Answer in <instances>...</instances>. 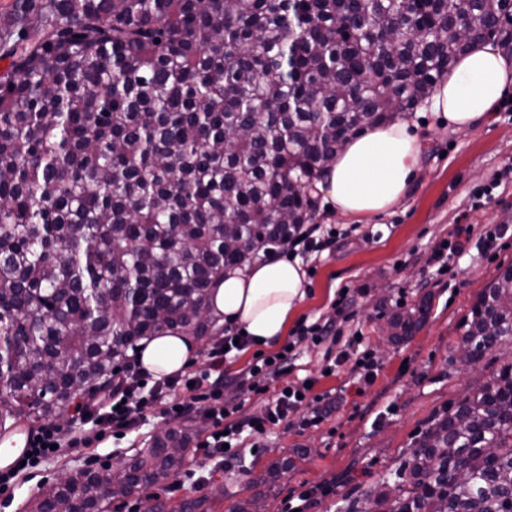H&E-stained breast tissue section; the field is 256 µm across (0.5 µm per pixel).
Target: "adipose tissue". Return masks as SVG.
<instances>
[{"label":"adipose tissue","mask_w":512,"mask_h":512,"mask_svg":"<svg viewBox=\"0 0 512 512\" xmlns=\"http://www.w3.org/2000/svg\"><path fill=\"white\" fill-rule=\"evenodd\" d=\"M512 90V58L489 42L472 45L435 89L430 109L457 130L495 109ZM419 137L406 116L366 128L331 164L319 188L337 213L362 222L396 206L413 184ZM306 296L300 260L271 259L227 273L211 302L227 325L264 342L283 336ZM196 349L192 337L167 332L143 340L138 359L154 376L175 373Z\"/></svg>","instance_id":"obj_1"}]
</instances>
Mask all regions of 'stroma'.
<instances>
[{
	"label": "stroma",
	"mask_w": 512,
	"mask_h": 512,
	"mask_svg": "<svg viewBox=\"0 0 512 512\" xmlns=\"http://www.w3.org/2000/svg\"><path fill=\"white\" fill-rule=\"evenodd\" d=\"M409 118L421 138L419 172L406 197L387 214L374 224L356 225L329 210L323 194L314 192L313 223L350 234L315 260L297 312L312 320L332 315L339 291L354 292V326L380 367L374 384L357 390L347 362L322 375L323 347L303 341L299 348L317 379L315 393L336 398L329 417L303 430L280 427L258 437L256 452L246 454L241 468L213 473L204 487H196L183 471L176 477L182 485L176 494L154 487L113 503L112 512H139L148 495L173 508L196 499L204 512H230L235 503L257 496L265 512H282L288 495L305 487L318 490L308 512H343L346 496L379 486L428 420L512 360V343L488 351L473 369L448 360L460 319L486 282L512 266V235L482 253L469 247L443 276L431 259L458 217H465L477 237L497 225L512 228V101L503 100L488 118L464 130L449 127L424 103ZM411 313L420 314V321L391 338V323ZM177 424L150 412L140 431L106 436L96 448L62 449L0 492V512H31L37 495L62 476L124 463L148 448L154 433ZM276 461L284 465L278 480L258 483L264 466Z\"/></svg>",
	"instance_id": "35a3bbf8"
}]
</instances>
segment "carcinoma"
I'll use <instances>...</instances> for the list:
<instances>
[{"label":"carcinoma","instance_id":"obj_1","mask_svg":"<svg viewBox=\"0 0 512 512\" xmlns=\"http://www.w3.org/2000/svg\"><path fill=\"white\" fill-rule=\"evenodd\" d=\"M475 23L450 35L462 14ZM512 0H13L0 17V412L112 385L134 342L211 335L210 294L288 242L351 138L431 94ZM512 342V267L450 361ZM191 424L36 512H110L183 469ZM345 512H512V362L433 417Z\"/></svg>","mask_w":512,"mask_h":512}]
</instances>
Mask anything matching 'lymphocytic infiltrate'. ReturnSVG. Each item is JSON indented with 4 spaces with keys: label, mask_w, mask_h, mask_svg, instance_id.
<instances>
[{
    "label": "lymphocytic infiltrate",
    "mask_w": 512,
    "mask_h": 512,
    "mask_svg": "<svg viewBox=\"0 0 512 512\" xmlns=\"http://www.w3.org/2000/svg\"><path fill=\"white\" fill-rule=\"evenodd\" d=\"M334 233H319L317 225H302L288 245L272 243L263 251V258L283 254L308 257L330 248ZM356 299L350 290H342L335 303L334 317H321L314 322L300 320L293 334L296 338H308L316 344L338 346L336 355H325V362L350 363L355 384H373L378 367L369 351L361 347L359 333L344 335L345 324L355 316ZM253 341L241 330L225 328L221 341L206 350V361L198 368L185 367L183 371L161 379H153L142 368L135 356H128L119 366L112 385L93 402L76 404L72 421L73 430L65 431L53 425L40 427L30 433L25 464H14L12 469L0 473V486L11 484L23 467H35L51 459L56 448H92L98 446L108 432L134 431L143 424L142 414L149 409L176 416L202 415L209 423L196 443L195 453L212 469L221 470L241 459L249 439L269 433L277 427L299 429L317 425L333 409L336 399L332 394L316 395L306 379L292 384H282L281 379L292 372L301 357L300 351L287 347L269 356H257L246 371L227 377L224 364L234 353L249 349ZM280 382L278 390H270L272 382ZM235 386L242 392H270L271 397L259 416L240 417L239 407L224 397L226 386ZM307 406L309 412L298 423H291L289 416L299 406Z\"/></svg>",
    "instance_id": "obj_1"
}]
</instances>
